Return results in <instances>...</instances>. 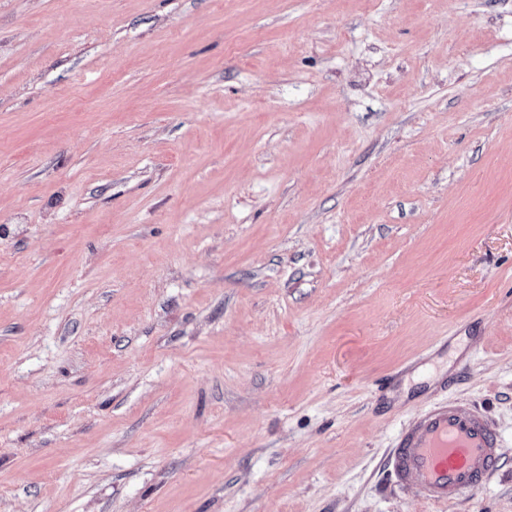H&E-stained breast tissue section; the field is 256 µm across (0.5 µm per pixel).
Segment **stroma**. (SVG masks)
<instances>
[{
	"instance_id": "obj_1",
	"label": "stroma",
	"mask_w": 512,
	"mask_h": 512,
	"mask_svg": "<svg viewBox=\"0 0 512 512\" xmlns=\"http://www.w3.org/2000/svg\"><path fill=\"white\" fill-rule=\"evenodd\" d=\"M0 512H512V0H0ZM499 436L475 406L435 402L399 432L386 459L394 483L447 502L483 488L500 468Z\"/></svg>"
}]
</instances>
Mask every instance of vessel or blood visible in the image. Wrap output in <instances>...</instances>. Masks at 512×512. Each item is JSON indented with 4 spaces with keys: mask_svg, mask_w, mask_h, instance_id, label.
<instances>
[{
    "mask_svg": "<svg viewBox=\"0 0 512 512\" xmlns=\"http://www.w3.org/2000/svg\"><path fill=\"white\" fill-rule=\"evenodd\" d=\"M499 436L474 406L436 402L399 432L386 459L397 486L445 502L483 488L500 468Z\"/></svg>",
    "mask_w": 512,
    "mask_h": 512,
    "instance_id": "b4317fda",
    "label": "vessel or blood"
}]
</instances>
